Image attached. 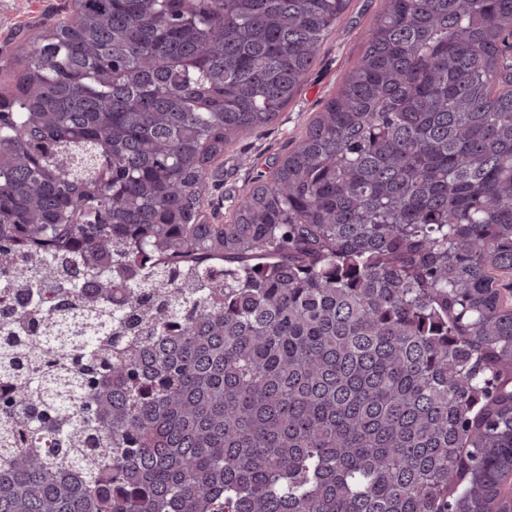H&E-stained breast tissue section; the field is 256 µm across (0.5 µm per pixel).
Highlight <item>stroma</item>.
I'll use <instances>...</instances> for the list:
<instances>
[{
    "label": "stroma",
    "instance_id": "1",
    "mask_svg": "<svg viewBox=\"0 0 512 512\" xmlns=\"http://www.w3.org/2000/svg\"><path fill=\"white\" fill-rule=\"evenodd\" d=\"M62 0H0V91L12 87L18 59L28 42L48 25L61 21ZM384 0H351L335 33L321 47L315 67L304 80L297 97L280 113L264 134L241 135L213 166L210 196L222 197L220 222H229L238 200L253 185L257 172L267 171L282 160L288 149L333 96L345 74L363 52V34L375 23Z\"/></svg>",
    "mask_w": 512,
    "mask_h": 512
}]
</instances>
